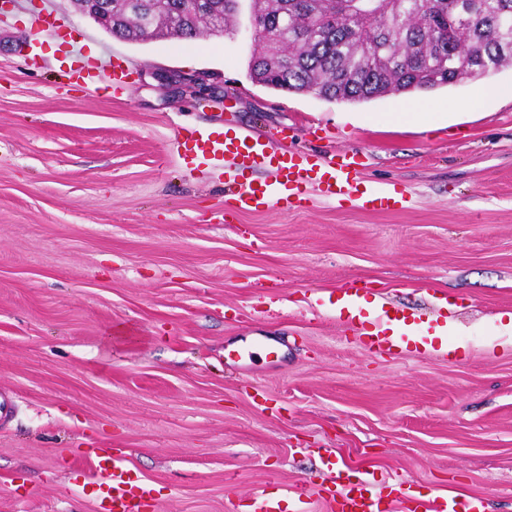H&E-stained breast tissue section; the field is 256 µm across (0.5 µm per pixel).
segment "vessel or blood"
I'll use <instances>...</instances> for the list:
<instances>
[{
    "label": "vessel or blood",
    "instance_id": "vessel-or-blood-1",
    "mask_svg": "<svg viewBox=\"0 0 512 512\" xmlns=\"http://www.w3.org/2000/svg\"><path fill=\"white\" fill-rule=\"evenodd\" d=\"M178 150L189 161H220L233 155L240 171L258 166L275 173L273 183L244 181L234 193L238 212H262L275 206L287 207L307 186H316L333 201L350 200L364 211L389 212L404 208L406 198L396 184H362L358 177L356 156H316L294 153L287 149L269 150L260 139L209 129L184 127L175 137ZM394 315L387 309L376 311L370 324L371 345L386 351L405 352L408 343L391 329ZM98 484L100 512H143L153 497L151 483L136 475L124 455L110 451L89 461ZM372 472H362L356 479L337 477L333 486L324 488L322 499L327 512H391L393 502L404 503L406 512H485L481 497L465 501L440 495L431 499L418 496L412 484L401 478L392 479L385 492H377Z\"/></svg>",
    "mask_w": 512,
    "mask_h": 512
}]
</instances>
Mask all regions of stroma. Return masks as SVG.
I'll list each match as a JSON object with an SVG mask.
<instances>
[{
    "label": "stroma",
    "mask_w": 512,
    "mask_h": 512,
    "mask_svg": "<svg viewBox=\"0 0 512 512\" xmlns=\"http://www.w3.org/2000/svg\"><path fill=\"white\" fill-rule=\"evenodd\" d=\"M250 0L225 35L112 37L71 0L0 15V512H98L75 458L109 449L156 489L145 512H252L257 493L326 512L335 471L512 512V67L330 102L253 81ZM95 61L94 86L71 67ZM131 90L112 91L113 64ZM200 73L231 107L160 85ZM500 95L477 99L479 84ZM461 112L431 132L371 115ZM357 155L381 213L306 190L252 214L231 164L187 168L178 129ZM417 314L453 354L372 349L326 303L350 283ZM455 298L440 315L435 298ZM251 351L235 362L233 350Z\"/></svg>",
    "instance_id": "1"
}]
</instances>
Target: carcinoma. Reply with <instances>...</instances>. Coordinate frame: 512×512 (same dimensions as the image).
Here are the masks:
<instances>
[{
  "instance_id": "obj_1",
  "label": "carcinoma",
  "mask_w": 512,
  "mask_h": 512,
  "mask_svg": "<svg viewBox=\"0 0 512 512\" xmlns=\"http://www.w3.org/2000/svg\"><path fill=\"white\" fill-rule=\"evenodd\" d=\"M279 49L256 51L263 85L360 102L427 92L512 65V0H251ZM236 9L215 3L210 24L228 30ZM112 35L138 41L172 31L193 40L205 24L187 0H112Z\"/></svg>"
}]
</instances>
